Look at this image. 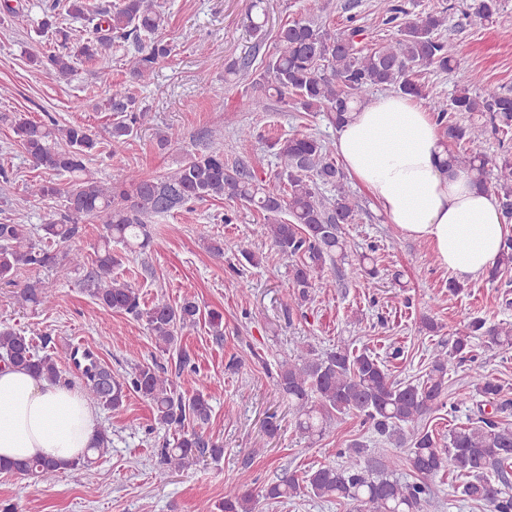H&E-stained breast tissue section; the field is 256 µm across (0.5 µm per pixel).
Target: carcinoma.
I'll return each mask as SVG.
<instances>
[{"instance_id": "carcinoma-1", "label": "carcinoma", "mask_w": 512, "mask_h": 512, "mask_svg": "<svg viewBox=\"0 0 512 512\" xmlns=\"http://www.w3.org/2000/svg\"><path fill=\"white\" fill-rule=\"evenodd\" d=\"M498 7V0H475L462 16L489 22ZM57 8V0L43 4L40 30L59 36L60 48L30 57L48 74L66 78L81 58L98 63L105 72L114 46L131 40L137 50L128 59L127 69L132 79L143 81L170 54L169 44L156 38L166 21L157 0H118L112 10L92 15L85 0H69L68 13L89 25L87 37L75 39L58 28ZM449 9L453 5L432 11L418 22L399 23L392 36L376 48L363 45L366 29L361 25L352 23L334 31L310 20L288 22L276 32L274 52L252 91L242 96L240 108L265 112L268 100L276 97L302 112L325 111L339 127L372 89L422 98L424 86L416 79L417 69L452 73L454 94L432 111L446 139L464 142L469 149L449 154L447 165L466 171L479 186L494 192L503 217L511 221L512 159L484 154L481 144L487 124L477 120L463 125L453 114H487L492 129L506 135L512 130V95L490 85L477 86V77L460 67L455 46L440 36ZM107 105L119 113L107 130L114 146L126 143L147 121L148 110L137 104L122 83L112 85ZM13 133L34 168L66 178L63 185L51 179L28 184V194L36 200L65 198V210L50 212L41 225L43 239L66 246L78 234L79 225H100L91 296L105 309L144 320L156 346L165 352L177 347L185 330L200 323V306L185 298L176 306L158 302L142 307L138 289L113 275V268L121 264L114 248L131 253L145 250L150 244L148 224L189 202L218 198L245 202L261 211L277 253L292 260V291L286 294L290 305L308 300L328 264L348 265L355 279L378 275L369 254L351 259L343 225L357 223L361 209L344 189L345 174L336 165L330 142L323 139L296 134L270 144L284 161L274 174L284 191L275 194L263 187L255 170L226 168L224 153L216 149L191 151L177 169L158 178L124 170L105 183L87 174L86 160L103 148L101 136L88 127L20 116L14 121ZM491 175L492 183L488 182ZM324 186L336 188V194L325 195ZM65 259L56 269L60 279L85 264V256L72 248L65 252ZM49 260L50 255L33 242L25 225L0 223V280L11 279L22 266H41ZM509 269L512 235L505 236L489 275L495 279ZM22 296L44 309L53 302L52 289L41 282L26 284ZM477 336L486 337L498 349H512V324L489 325L474 317L468 333L458 337L451 350L433 352L425 378L416 383L393 380L387 365L366 349L341 345L321 352L311 342L301 341L294 358L279 363L274 381L276 391L288 398L296 430L310 440L320 439L334 432L343 418L355 414L398 451L376 453L354 441L337 450L339 462L300 473L284 470L257 494L238 486L225 487L220 512H256L261 498L290 499L302 493L345 503L350 512H423L431 498V480L450 467L465 478L459 486L462 496L484 504L488 512H512V426L496 420V413L504 409L502 386L477 363L472 344ZM0 361L49 381L60 378V358L39 354L30 337L11 329L0 330ZM464 362L472 363L474 392H456L450 407L474 401L477 395L481 397L475 401L479 417L449 431L444 442L421 428L419 421L444 405L448 371ZM198 382L199 388L186 398L153 366L139 365L128 377L120 378L92 361L84 370L83 392L89 402L115 411L132 391L149 402L157 424L178 431L174 446L161 449L164 467L156 479L162 482L170 471L184 469L207 455L217 460L224 454L221 446L196 429H188L190 422L204 424L211 417L207 379ZM111 444V432L102 427L88 454L77 460L27 459L0 466V472L50 483L65 470L85 466L89 454L103 455ZM406 471L414 475L413 480L401 478Z\"/></svg>"}]
</instances>
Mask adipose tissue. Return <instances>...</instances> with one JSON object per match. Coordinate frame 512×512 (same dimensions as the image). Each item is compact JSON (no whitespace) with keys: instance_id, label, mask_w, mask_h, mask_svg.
<instances>
[{"instance_id":"adipose-tissue-1","label":"adipose tissue","mask_w":512,"mask_h":512,"mask_svg":"<svg viewBox=\"0 0 512 512\" xmlns=\"http://www.w3.org/2000/svg\"><path fill=\"white\" fill-rule=\"evenodd\" d=\"M348 174L367 186L392 224L429 243L460 277L485 274L507 233L495 195L448 167L432 112L399 94L371 98L337 130ZM97 414L76 388L0 367V461H71L91 447Z\"/></svg>"}]
</instances>
